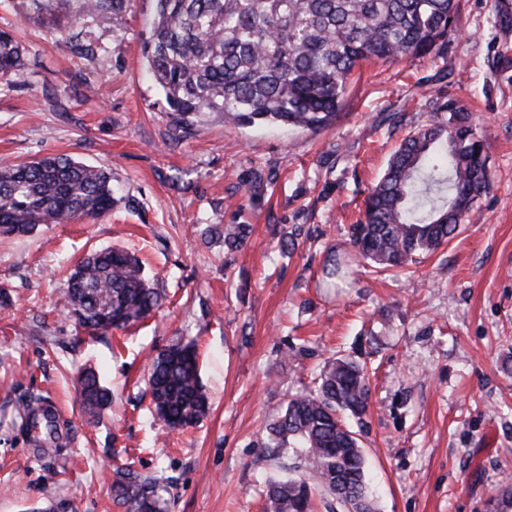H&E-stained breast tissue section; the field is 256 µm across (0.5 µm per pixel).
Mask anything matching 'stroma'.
<instances>
[{"instance_id": "35a3bbf8", "label": "stroma", "mask_w": 512, "mask_h": 512, "mask_svg": "<svg viewBox=\"0 0 512 512\" xmlns=\"http://www.w3.org/2000/svg\"><path fill=\"white\" fill-rule=\"evenodd\" d=\"M0 0L24 48L0 79V163L68 155L112 174L97 221L0 237V512H122L113 466L171 486L168 512H263L287 458L266 427L315 369L343 351L373 367L364 453L376 512H482L512 476V0H459L440 54L364 64L333 126H230L206 112L174 128L143 46L154 0L91 25L78 56L68 21ZM456 101L485 137L490 183L456 236L410 273L326 278L402 138ZM211 224H246L230 251ZM294 247L282 248L283 238ZM136 252L165 295L149 319L78 341L56 300L88 251ZM193 341L209 410L169 431L145 393L151 360ZM93 366L112 407L91 418L77 378ZM58 409L60 447L37 457L18 406Z\"/></svg>"}]
</instances>
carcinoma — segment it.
Masks as SVG:
<instances>
[{"label": "carcinoma", "mask_w": 512, "mask_h": 512, "mask_svg": "<svg viewBox=\"0 0 512 512\" xmlns=\"http://www.w3.org/2000/svg\"><path fill=\"white\" fill-rule=\"evenodd\" d=\"M62 0H23L30 16L52 20ZM129 0H79L73 23L87 19L122 25ZM457 0H156L144 47L175 126L204 112L250 127L276 123L318 132L339 118L350 78L365 61L414 59L438 51L453 28ZM21 43L0 30V78L23 75ZM448 120L404 138L368 195L352 227L354 259L384 271L415 255L438 251L464 223L487 188L483 135L455 102ZM112 175L68 156L0 164V235L26 234L40 224L98 220L112 210ZM228 248L241 246L249 225L232 224ZM350 262L331 256L325 273L343 278ZM62 310L96 337L141 322L164 295L148 284L138 259L107 247L79 260L60 291ZM85 411L96 416L111 395L89 368L79 380ZM148 387L155 417L171 431L207 412L195 344L179 342L150 365ZM369 383L359 362L328 361L312 387L289 398L267 427L266 447L291 452V475L271 479L267 512H314L327 495L345 509L374 512L359 432L365 424ZM170 488L118 466L112 496L125 512H164Z\"/></svg>", "instance_id": "1"}]
</instances>
